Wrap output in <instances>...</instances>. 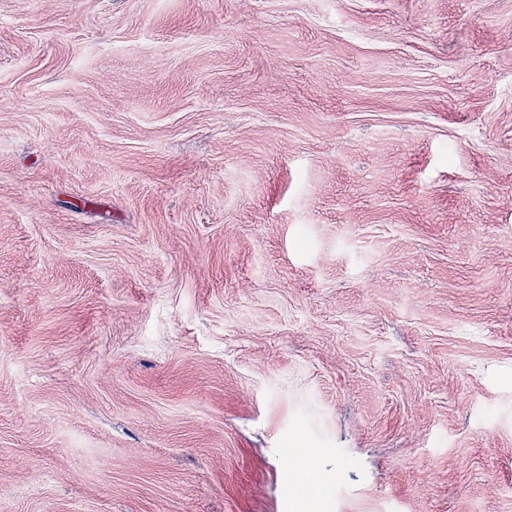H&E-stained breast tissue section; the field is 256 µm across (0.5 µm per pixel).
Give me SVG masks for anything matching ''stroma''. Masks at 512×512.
Here are the masks:
<instances>
[{"mask_svg":"<svg viewBox=\"0 0 512 512\" xmlns=\"http://www.w3.org/2000/svg\"><path fill=\"white\" fill-rule=\"evenodd\" d=\"M310 481L512 512V0H0V512Z\"/></svg>","mask_w":512,"mask_h":512,"instance_id":"obj_1","label":"stroma"}]
</instances>
